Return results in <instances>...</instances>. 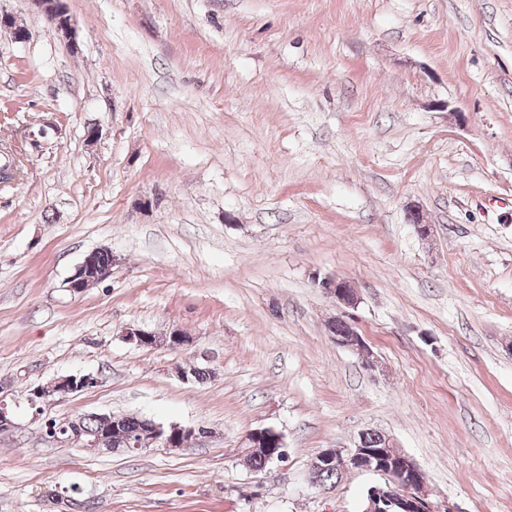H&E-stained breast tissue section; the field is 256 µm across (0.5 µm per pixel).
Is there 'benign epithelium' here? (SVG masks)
Instances as JSON below:
<instances>
[{
  "label": "benign epithelium",
  "mask_w": 512,
  "mask_h": 512,
  "mask_svg": "<svg viewBox=\"0 0 512 512\" xmlns=\"http://www.w3.org/2000/svg\"><path fill=\"white\" fill-rule=\"evenodd\" d=\"M35 7L51 24L60 39L77 45L74 23L66 8L59 11H49L45 8L44 0H32ZM96 251L86 253L76 265L72 274L65 281V288L72 294L85 291L88 281L98 283L106 281L112 274V265H102L95 262ZM313 284L320 291L333 298L336 304L343 308H354L359 303V292L348 281L335 276L314 277ZM336 321L346 325L347 331L334 335L332 339L337 346L356 354L361 360V366L371 372L379 370V361L371 346L361 336L356 327L345 316L336 317ZM125 340L139 347L166 345L179 348L189 343V337L175 329L169 335L159 337L154 332L141 328H128L123 332ZM95 384V378L90 375H69L54 379L46 385L33 389L28 397L30 405L55 396L67 395L89 388ZM99 432L91 437L81 427L80 423L72 420L61 431V435H53L52 442L71 448H77L90 454L112 452V439L119 438L120 418L112 413H100ZM204 427L181 426L179 424L163 425L153 420H146L144 429L134 445L124 444V451H142L147 448L163 446L177 448L183 442L198 439ZM275 435L277 447H267L269 434ZM265 452L268 463L273 464L286 455V444L283 435L270 427L256 428L248 431L241 440L239 461L247 469H252L248 461L259 452ZM324 470H335L346 474L353 470L373 472L383 478V482L372 486L364 501L361 512H392L399 507L402 512H456L447 504L435 503L417 490L423 475V470L410 459L388 435L382 437L381 447L367 448L357 440L350 448H326L310 463L309 476L311 484L320 487L318 474Z\"/></svg>",
  "instance_id": "7a95c632"
}]
</instances>
